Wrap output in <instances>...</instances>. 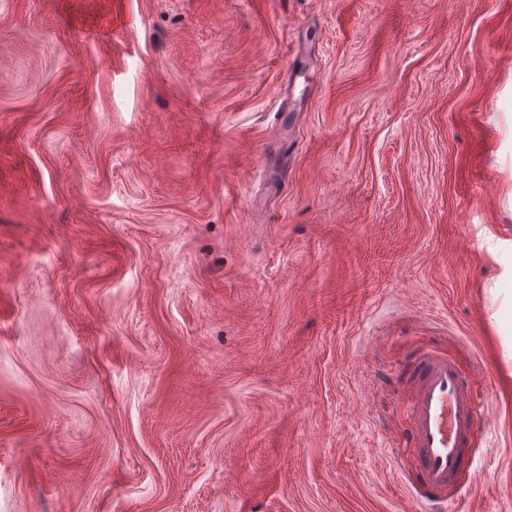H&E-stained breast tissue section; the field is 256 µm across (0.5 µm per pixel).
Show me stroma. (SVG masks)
I'll return each instance as SVG.
<instances>
[{"label":"stroma","mask_w":512,"mask_h":512,"mask_svg":"<svg viewBox=\"0 0 512 512\" xmlns=\"http://www.w3.org/2000/svg\"><path fill=\"white\" fill-rule=\"evenodd\" d=\"M512 0H0V512H419L435 348L512 512Z\"/></svg>","instance_id":"35a3bbf8"}]
</instances>
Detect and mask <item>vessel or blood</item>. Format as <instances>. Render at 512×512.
<instances>
[{
	"label": "vessel or blood",
	"mask_w": 512,
	"mask_h": 512,
	"mask_svg": "<svg viewBox=\"0 0 512 512\" xmlns=\"http://www.w3.org/2000/svg\"><path fill=\"white\" fill-rule=\"evenodd\" d=\"M489 376V369H463L434 349L421 351L410 369L404 403L410 427L403 440L415 453L417 493L439 512H458L457 480L471 470L486 410L478 383Z\"/></svg>",
	"instance_id": "1"
}]
</instances>
